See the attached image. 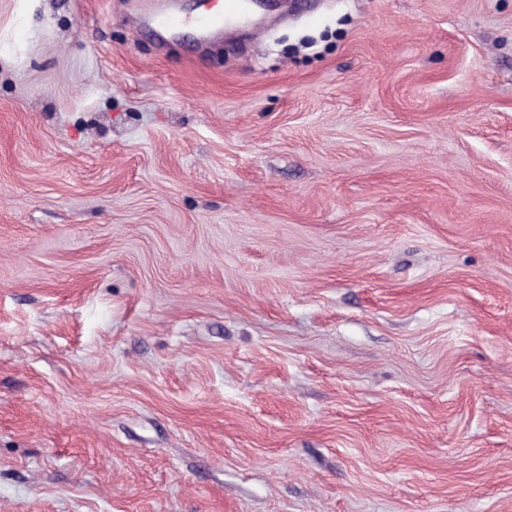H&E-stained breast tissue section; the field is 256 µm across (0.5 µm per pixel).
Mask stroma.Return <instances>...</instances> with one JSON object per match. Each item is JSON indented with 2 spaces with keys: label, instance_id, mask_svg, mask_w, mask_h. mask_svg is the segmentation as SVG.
<instances>
[{
  "label": "stroma",
  "instance_id": "1",
  "mask_svg": "<svg viewBox=\"0 0 512 512\" xmlns=\"http://www.w3.org/2000/svg\"><path fill=\"white\" fill-rule=\"evenodd\" d=\"M136 9L0 0V512H512V0ZM252 10L251 0H224L223 13H203L194 17L182 16L172 2L166 8L150 7L136 14V19L155 32H175L193 27L203 40L217 38L235 25L248 22Z\"/></svg>",
  "mask_w": 512,
  "mask_h": 512
}]
</instances>
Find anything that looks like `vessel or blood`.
I'll return each instance as SVG.
<instances>
[{"label":"vessel or blood","mask_w":512,"mask_h":512,"mask_svg":"<svg viewBox=\"0 0 512 512\" xmlns=\"http://www.w3.org/2000/svg\"><path fill=\"white\" fill-rule=\"evenodd\" d=\"M252 10L251 0H224L220 13H203L194 17L180 15L174 7H150L137 14L140 23L156 32H175L192 27L202 39L210 40L223 35L232 26L248 22Z\"/></svg>","instance_id":"1"}]
</instances>
